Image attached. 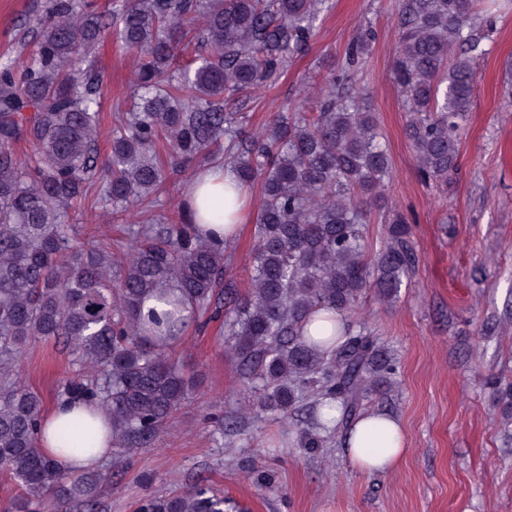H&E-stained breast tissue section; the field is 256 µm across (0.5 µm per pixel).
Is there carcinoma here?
Listing matches in <instances>:
<instances>
[{
	"label": "carcinoma",
	"mask_w": 512,
	"mask_h": 512,
	"mask_svg": "<svg viewBox=\"0 0 512 512\" xmlns=\"http://www.w3.org/2000/svg\"><path fill=\"white\" fill-rule=\"evenodd\" d=\"M480 0H401L393 77L422 177L441 185L456 171L460 131L472 105L475 60L485 22ZM330 0H49L32 17L41 36L29 53L0 57V471L18 494L3 512H92L109 481L104 469L73 473L63 461L91 444L80 424L56 426L54 457L39 446L43 400L21 367L32 344L54 340L70 372L57 398L96 403L112 417L106 438L119 456L149 445L189 398L195 376L170 354L184 321L165 328L141 318L143 301L165 288L190 318H224L225 344L240 379L260 404L283 415L315 397L302 444L362 415L383 391L392 358L349 314L364 294L397 298L415 267L412 228L386 221V244L367 256L368 203L391 179L377 119L348 77L322 81L311 111L277 112L259 135L241 137L229 101L249 99L312 35ZM204 18L209 51L173 66ZM137 57L133 103L100 155L101 39ZM362 30L345 51L344 71L369 47ZM33 151L19 153L21 141ZM169 150L182 167L224 151L239 181L261 184L253 274L242 296L225 281L230 242L192 232L187 211L130 240L125 261L112 244L84 236L70 212L95 197L114 212L158 191ZM343 318L342 341L321 351L303 336L312 314ZM339 410L323 418L321 409ZM138 512H224V495L197 484L143 500Z\"/></svg>",
	"instance_id": "cac0c4a2"
}]
</instances>
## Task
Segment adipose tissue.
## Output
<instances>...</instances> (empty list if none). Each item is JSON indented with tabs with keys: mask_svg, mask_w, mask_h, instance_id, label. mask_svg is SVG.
I'll list each match as a JSON object with an SVG mask.
<instances>
[{
	"mask_svg": "<svg viewBox=\"0 0 512 512\" xmlns=\"http://www.w3.org/2000/svg\"><path fill=\"white\" fill-rule=\"evenodd\" d=\"M234 182L232 172L224 170L222 166L212 165L199 170L188 185L186 203L193 212L194 226L203 235L212 239L236 235L247 222L246 196L232 192ZM212 200L222 201L225 211L233 215L231 221L210 222L203 204ZM77 416L94 417V426L99 433V439L92 448L86 449L70 464L73 471L83 472L97 468L102 457L109 452L105 437L110 432L111 420L99 406L69 400L56 401L44 416L48 430L42 435L40 444L44 452L55 453L56 441L51 432L52 426ZM346 445L352 467L362 473L390 471L406 452L399 419L380 411L364 413L349 430Z\"/></svg>",
	"mask_w": 512,
	"mask_h": 512,
	"instance_id": "1",
	"label": "adipose tissue"
}]
</instances>
